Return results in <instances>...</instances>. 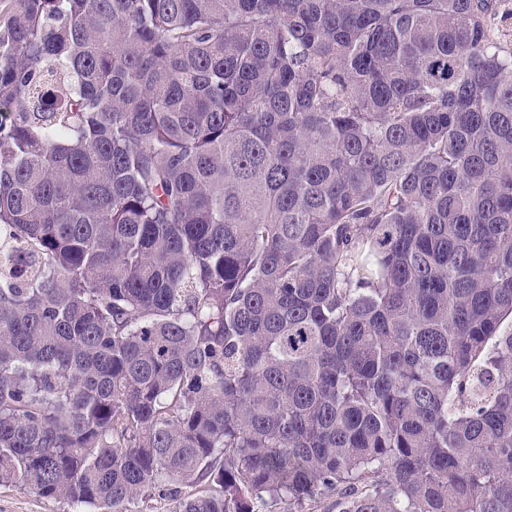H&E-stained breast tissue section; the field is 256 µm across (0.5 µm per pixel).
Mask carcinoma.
Segmentation results:
<instances>
[{
    "label": "carcinoma",
    "mask_w": 512,
    "mask_h": 512,
    "mask_svg": "<svg viewBox=\"0 0 512 512\" xmlns=\"http://www.w3.org/2000/svg\"><path fill=\"white\" fill-rule=\"evenodd\" d=\"M504 2L0 0V482L512 512Z\"/></svg>",
    "instance_id": "carcinoma-1"
}]
</instances>
